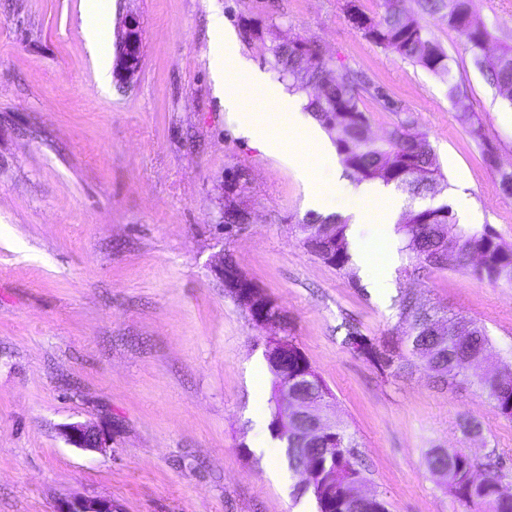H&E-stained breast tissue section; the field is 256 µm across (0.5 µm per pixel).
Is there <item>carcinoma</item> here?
I'll use <instances>...</instances> for the list:
<instances>
[{
	"label": "carcinoma",
	"mask_w": 512,
	"mask_h": 512,
	"mask_svg": "<svg viewBox=\"0 0 512 512\" xmlns=\"http://www.w3.org/2000/svg\"><path fill=\"white\" fill-rule=\"evenodd\" d=\"M349 0L346 7L354 9L348 21L375 45L409 59L435 75L450 74V57L441 43L420 23L418 13L439 16L448 28L466 43L474 65L497 87L501 97L512 105V45L504 43L492 54L487 47L493 38L486 22L476 8L475 0H416L419 12L404 6V0H384L385 10L370 17ZM279 79L288 81L290 91H312L306 109L325 127L336 131V147L346 168L358 180L392 184L413 199L434 197L447 187L445 175L430 144L398 128L382 141L369 135L368 117L361 109L363 94L381 99L378 89L364 87L349 68L331 76L317 45L296 37L288 41L272 40L269 48ZM454 109L463 115L473 112L468 97L456 87L449 88ZM448 226V237L456 246L459 268L470 270L492 282H512V246L504 244L490 229L466 230L450 223V209L410 208L398 224L403 235L409 262L401 274L410 277L422 270L435 268L436 256L445 253L448 241L439 233V225ZM348 225L338 221L325 224L328 250L311 249L324 263L344 269L351 262ZM478 250L483 255L479 265L471 263L469 254ZM399 319L406 325L401 342L393 346L381 344L385 356L369 351L372 337L362 333L353 323L347 324L345 344L357 356L388 371L394 376L410 373L420 360L439 382L454 386L460 382L476 386L494 402L505 418L512 420V362L503 361L497 371L501 383L478 373L472 358L492 355L494 346L485 327L463 317H449L441 309L426 307L411 293L401 295ZM292 387L309 396L329 392L320 374L304 357L288 375ZM272 435L287 442L288 469L295 470L312 457L319 463L314 482L309 488L318 512H387L384 501L377 499L365 510L357 507L360 485L367 481L364 469L356 458L355 439L346 427L336 424V461L324 458L319 437L309 432L307 423L299 419L288 425L270 423ZM425 463L430 474L444 486L448 495L473 512H512V496L500 493L499 483L490 478L474 477V462L463 449L433 448Z\"/></svg>",
	"instance_id": "cac0c4a2"
}]
</instances>
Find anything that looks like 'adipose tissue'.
<instances>
[{
  "label": "adipose tissue",
  "instance_id": "1",
  "mask_svg": "<svg viewBox=\"0 0 512 512\" xmlns=\"http://www.w3.org/2000/svg\"><path fill=\"white\" fill-rule=\"evenodd\" d=\"M83 33L93 67L100 74L110 69L109 34L113 0H83ZM211 27L214 35L222 41L221 49L212 53L210 67L215 93L222 98L225 106L239 103L243 91L261 95L277 108L275 115L261 119L244 118L239 133L251 144L268 154L288 161L295 154V143L313 147L318 157H326L319 126L305 120L298 113V101L285 92L284 88L266 83L260 70L250 65L241 56L237 35L232 27L226 26L219 16H212ZM286 117L288 135H281L279 117Z\"/></svg>",
  "mask_w": 512,
  "mask_h": 512
}]
</instances>
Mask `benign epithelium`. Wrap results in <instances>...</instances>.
Masks as SVG:
<instances>
[{
	"mask_svg": "<svg viewBox=\"0 0 512 512\" xmlns=\"http://www.w3.org/2000/svg\"><path fill=\"white\" fill-rule=\"evenodd\" d=\"M142 22L135 15L122 18L117 29L116 60L114 77L122 84H129L137 75L141 63ZM217 274L228 293L240 299L254 314V322L262 327L283 329L285 315L282 310L271 309L268 300L255 288H250L237 278L226 275V266L217 268ZM295 347L288 338L274 333L266 338L265 357L271 368L282 376L283 385L277 393L279 404L291 405L302 413L317 433L331 434L329 425L333 420L325 413L331 397L325 395L317 400H304L288 388V370L295 359ZM65 441L87 451L108 447L110 436L104 428L90 423H70L63 426ZM54 512H119L110 499L72 496L61 500Z\"/></svg>",
	"mask_w": 512,
	"mask_h": 512,
	"instance_id": "benign-epithelium-1",
	"label": "benign epithelium"
}]
</instances>
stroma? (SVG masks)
Listing matches in <instances>:
<instances>
[{
    "instance_id": "35a3bbf8",
    "label": "stroma",
    "mask_w": 512,
    "mask_h": 512,
    "mask_svg": "<svg viewBox=\"0 0 512 512\" xmlns=\"http://www.w3.org/2000/svg\"><path fill=\"white\" fill-rule=\"evenodd\" d=\"M223 16L240 53L278 85L272 39L319 46L331 71L362 73L385 95L365 99L373 138L410 120L448 182L466 229L490 226L512 245V106L474 66L439 17L422 24L446 49L438 77L368 41L346 0H115L113 22H142L131 85L101 78L83 34L82 0H0V512H54L71 496L109 498L121 512H316L297 496L286 456L251 413L252 369L265 364L266 329L224 290L215 268L232 260L288 318V334L333 394L331 414L351 433L365 492L388 512H466L426 468L432 448H461L479 474L512 494V420L467 384L429 371L394 378L353 354L343 322L398 340L397 300L414 293L484 325L497 359L512 361V284L480 280L449 261L400 276L408 263L392 233L391 277L368 286L357 266L335 269L304 246L310 148L291 162L238 131L243 109L214 94L210 18ZM261 36L246 38L247 27ZM470 99L494 148L489 167L448 99ZM251 221L225 231L224 208ZM480 422L463 436L462 418ZM109 431L108 448L70 446L63 425Z\"/></svg>"
}]
</instances>
